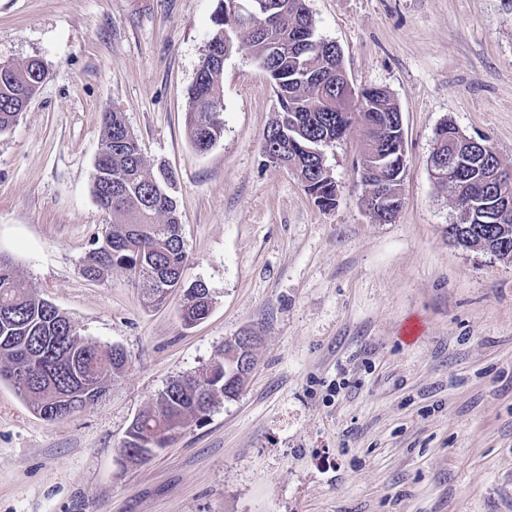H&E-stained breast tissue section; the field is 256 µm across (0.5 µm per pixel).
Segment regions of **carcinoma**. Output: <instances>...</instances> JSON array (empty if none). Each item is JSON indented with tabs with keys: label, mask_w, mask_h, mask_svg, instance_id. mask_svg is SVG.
<instances>
[{
	"label": "carcinoma",
	"mask_w": 512,
	"mask_h": 512,
	"mask_svg": "<svg viewBox=\"0 0 512 512\" xmlns=\"http://www.w3.org/2000/svg\"><path fill=\"white\" fill-rule=\"evenodd\" d=\"M262 28H234L223 15L209 38L212 53L202 59L193 83L187 113V135L196 149L212 145L224 135L221 103L223 69L213 64L214 55L226 57L245 43L254 63L267 75L280 112L264 136V151L275 154L294 171L307 193L317 194L319 206L336 205V183L325 158L310 153L317 142L333 143L353 122L366 129V140L357 165L373 166L375 175L363 193L381 191L398 200L403 173L399 158V107L382 87L358 92L337 84L344 71L338 46L315 35V22L307 0H265ZM231 40H224V31ZM45 71L38 60L12 67L0 77V133L10 130L22 114L21 103L38 92L33 83ZM104 135L95 163L92 193L99 207L112 214L102 239L83 258V273L99 279L114 265L140 268L147 283L148 303L160 304L180 290L188 304L181 308L186 324L205 319L212 303L206 292L185 286L186 262L181 233L176 178L164 167L150 166L138 139L121 112H106ZM466 193L479 200L486 211L503 213L502 223L466 215L450 235L462 248L468 242L484 243L489 253L512 260L499 252L501 224L512 227V181L491 177L489 167L473 166L456 176ZM127 356L113 346L92 343L74 321L14 272L10 258L0 256V381L11 383L17 394L47 422L64 419L102 398L108 385L127 367ZM254 368V358L242 361L232 343H224V360L195 377L172 380L158 395L156 405L141 411L126 432L123 447L137 448L141 441H155L157 448L170 444V432L206 416L215 403L242 389Z\"/></svg>",
	"instance_id": "obj_1"
}]
</instances>
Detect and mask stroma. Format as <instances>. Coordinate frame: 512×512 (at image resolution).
Instances as JSON below:
<instances>
[{"instance_id": "1", "label": "stroma", "mask_w": 512, "mask_h": 512, "mask_svg": "<svg viewBox=\"0 0 512 512\" xmlns=\"http://www.w3.org/2000/svg\"><path fill=\"white\" fill-rule=\"evenodd\" d=\"M307 5L351 86L399 106L394 223L360 203V125L324 149L334 207L267 161L279 104L246 50L224 62L223 137L194 149L189 93L222 0H0V63L48 70L0 135V254L128 357L99 402L53 423L0 382V512H512V261L449 241L460 213L429 168L446 121L512 167V0ZM112 110L176 174L182 279L213 298L195 325L182 293L149 306L127 268L82 273L112 221L92 193ZM245 332L242 391L125 463L133 417Z\"/></svg>"}]
</instances>
